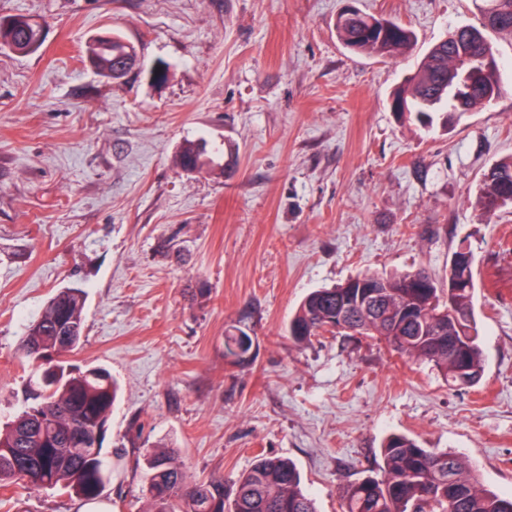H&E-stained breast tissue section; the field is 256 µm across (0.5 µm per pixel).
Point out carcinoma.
I'll return each mask as SVG.
<instances>
[{
	"instance_id": "carcinoma-1",
	"label": "carcinoma",
	"mask_w": 512,
	"mask_h": 512,
	"mask_svg": "<svg viewBox=\"0 0 512 512\" xmlns=\"http://www.w3.org/2000/svg\"><path fill=\"white\" fill-rule=\"evenodd\" d=\"M483 27L512 33V0H480ZM336 28L355 53L395 57L415 45L414 33L382 15L341 12ZM40 30L24 18L0 21V45L28 52L40 44ZM87 58L108 77L117 73L125 45L118 37L94 40ZM491 45L474 26L462 27L432 47L416 72L391 99V109L412 114L429 127V111L446 109V119L483 107L500 92L498 67L488 68ZM202 146L189 142L178 156L183 167L203 165ZM512 205V156L484 176L476 206L483 215ZM475 257L460 247L440 282L426 270L393 275L363 274L332 288L310 292L288 325V335L304 343L322 332L351 330L377 336L402 357L428 361L450 386L476 385L484 373L478 342L474 291L460 285L474 280ZM84 294L58 290L27 327L18 357L38 374L34 403L0 426V488L23 484L32 489H71L86 501L98 499L112 461L99 442L117 398V383L104 367L83 371L62 357L79 349ZM244 321L225 331L224 356L237 366L239 352L251 340ZM383 466L343 492L342 512H512V495L484 486L462 457L425 448L405 434H392L381 446ZM144 512H317L302 486L297 467L286 458L263 456L243 473L235 489L224 491V478L188 479L183 465L166 453L148 458Z\"/></svg>"
}]
</instances>
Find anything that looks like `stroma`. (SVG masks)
<instances>
[{"label":"stroma","mask_w":512,"mask_h":512,"mask_svg":"<svg viewBox=\"0 0 512 512\" xmlns=\"http://www.w3.org/2000/svg\"><path fill=\"white\" fill-rule=\"evenodd\" d=\"M349 6L411 29L414 51L350 52L336 30ZM17 16L42 43L0 48V421L31 391L16 356L27 325L77 287L83 337L67 359L121 386L103 439L110 512H143L147 469L134 461L160 451L228 489L258 455L289 458L319 512H341L391 433L463 455L512 494V208L487 219L474 207L484 173L512 155L511 34L485 33L501 94L427 131L398 122L390 97L430 47L479 25L475 0H0V19ZM113 33L139 60L118 78L83 61ZM158 64L161 84L148 78ZM200 140L210 162L182 171V146ZM463 245L477 387L366 336L289 338L310 291L367 271L441 276ZM242 318L257 333L244 369L224 356ZM83 503L0 489V512Z\"/></svg>","instance_id":"1"}]
</instances>
